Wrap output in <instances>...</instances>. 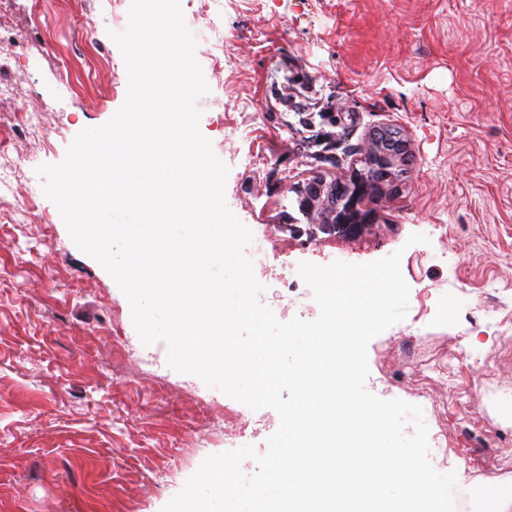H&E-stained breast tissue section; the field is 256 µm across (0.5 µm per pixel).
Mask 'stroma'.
Segmentation results:
<instances>
[{
    "label": "stroma",
    "mask_w": 512,
    "mask_h": 512,
    "mask_svg": "<svg viewBox=\"0 0 512 512\" xmlns=\"http://www.w3.org/2000/svg\"><path fill=\"white\" fill-rule=\"evenodd\" d=\"M209 91L201 133L227 165L225 201L276 246L255 269L279 320L319 309L300 263L364 264L402 251L407 317L368 345L366 388L419 405L467 488L465 512L512 496V0H181ZM208 9L213 23L197 22ZM118 0H17L0 83L39 125L10 134L0 103V212L32 191L28 221L0 222V512H162L203 460L227 452L240 402L143 345L110 274L81 252L37 169L123 105L111 32ZM410 138L408 180L355 239L283 231L293 184L361 165L369 131ZM426 243L407 245L410 234ZM453 315H446L448 301ZM468 350L440 378L448 353Z\"/></svg>",
    "instance_id": "1"
}]
</instances>
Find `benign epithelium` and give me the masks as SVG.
Here are the masks:
<instances>
[{
  "label": "benign epithelium",
  "mask_w": 512,
  "mask_h": 512,
  "mask_svg": "<svg viewBox=\"0 0 512 512\" xmlns=\"http://www.w3.org/2000/svg\"><path fill=\"white\" fill-rule=\"evenodd\" d=\"M364 167L337 178L313 177L292 187L309 237L320 234L356 238L378 223V208L396 191L412 162L404 133L392 127L373 130L362 145Z\"/></svg>",
  "instance_id": "1"
}]
</instances>
